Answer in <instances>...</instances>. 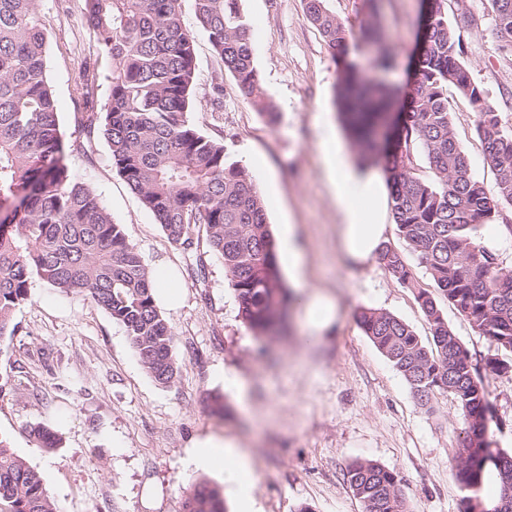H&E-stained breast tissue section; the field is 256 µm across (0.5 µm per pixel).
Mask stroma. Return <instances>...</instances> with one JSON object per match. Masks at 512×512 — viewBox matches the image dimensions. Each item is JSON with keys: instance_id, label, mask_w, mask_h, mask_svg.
Instances as JSON below:
<instances>
[{"instance_id": "stroma-1", "label": "stroma", "mask_w": 512, "mask_h": 512, "mask_svg": "<svg viewBox=\"0 0 512 512\" xmlns=\"http://www.w3.org/2000/svg\"><path fill=\"white\" fill-rule=\"evenodd\" d=\"M350 33L346 59L370 74L376 53L364 41L367 0H327ZM251 34L259 85L277 118L268 122L224 69L184 0L186 27L196 34L197 80L186 117L202 134L221 139L228 162L245 168L263 199L273 236L294 225L305 246L309 287L337 298L341 317L314 344L302 343L303 310L292 306L286 330L274 340L243 323L222 258L207 254L206 277L194 279L193 255L173 244L112 165L104 139L87 141L84 105L76 88L97 70L98 105L109 94L110 60L97 58L85 0H39L47 17V70L56 96L67 163L122 224L150 269L172 271L179 290L159 308L174 334L178 373L161 385L141 365L124 328L90 296L62 293L37 281L31 299L12 318L14 335L0 337V439L36 470L59 512H183L192 485L221 475L185 469L199 440L236 439L254 471L255 512H363L344 478L354 460L397 473L409 512H460L464 491L454 454L466 423L454 397L435 394L430 407L370 342L355 313L383 310L408 323L422 340L430 326L416 289L434 284L396 227L385 242L399 250L414 276L400 284L378 262L343 261L336 226L341 216L320 153L324 130L335 128L348 157L356 152L343 122L337 90L340 64L303 0H240ZM445 8L460 28L461 60L512 131V55L498 48L489 0H468L473 17L460 26L455 0ZM418 0H384L387 44L394 58L387 85L410 79L417 50ZM223 86L213 110L212 86ZM448 110L472 172L487 190L495 175L484 158L468 99L449 89ZM454 336L483 375L491 413L486 437L512 449V371L488 373L498 351L455 309L443 307ZM232 415L212 414L213 397ZM48 426L60 439L42 447L32 429Z\"/></svg>"}]
</instances>
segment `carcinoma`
Here are the masks:
<instances>
[{
    "label": "carcinoma",
    "mask_w": 512,
    "mask_h": 512,
    "mask_svg": "<svg viewBox=\"0 0 512 512\" xmlns=\"http://www.w3.org/2000/svg\"><path fill=\"white\" fill-rule=\"evenodd\" d=\"M97 56L112 60L110 94L95 108L96 75L78 96L90 111L81 125L107 143L118 175L152 212L172 243L196 253L195 277L206 260L192 225L204 229L210 251L239 301L243 321L258 336H272L288 316L290 294L274 254L262 197L252 177L226 161L224 144L190 124L186 112L196 84L195 36L183 22L184 0H86ZM239 0H194L201 29L215 54L251 103L270 120ZM494 31L512 53V0H490ZM445 0H420L421 49L407 100L391 134L379 130L391 111L384 82L345 71L338 98L360 161L386 160L391 209L399 235L419 254L435 288L497 349L512 354V271L475 241L482 224H494L512 207V133L486 105L483 91L460 60V36L448 25ZM306 14L329 47L343 52L349 33L326 7L304 0ZM365 40L382 49L373 67L389 68L387 32L379 0H371ZM47 19L37 0H0V204L18 201L0 219V337L16 308L41 280L64 293H86L126 331L147 373L169 385L177 376L174 335L151 287L152 275L123 226L98 194L69 168L56 98L46 74ZM469 100L475 130L495 175L488 191L471 171L448 111V86ZM433 177L416 173L415 153ZM380 265L408 288L414 277L388 245ZM432 336L424 345L412 327L375 309H360L364 334L403 375L426 406L437 393L454 396L468 428L455 453V477L477 491L485 476L498 477L500 512H512V451L492 450L484 439L487 391L473 374L467 350L448 329L435 296L416 292ZM345 478L364 512H407L397 475L355 460ZM0 512H58L40 475L0 440ZM185 512H225L217 487L195 483Z\"/></svg>",
    "instance_id": "1"
}]
</instances>
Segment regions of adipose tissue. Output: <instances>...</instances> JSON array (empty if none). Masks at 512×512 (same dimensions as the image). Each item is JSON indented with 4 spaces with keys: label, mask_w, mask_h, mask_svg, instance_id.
Segmentation results:
<instances>
[{
    "label": "adipose tissue",
    "mask_w": 512,
    "mask_h": 512,
    "mask_svg": "<svg viewBox=\"0 0 512 512\" xmlns=\"http://www.w3.org/2000/svg\"><path fill=\"white\" fill-rule=\"evenodd\" d=\"M329 180L336 195L342 222L337 227L339 249L354 263L370 260L385 240L386 199L381 193V173L359 170L346 160L340 139L334 131L322 136ZM279 251L288 259V277L294 288L305 290L302 330L305 338H317L338 316V308L328 294L311 291L303 274V247L294 230H287L279 241ZM193 470L222 469L224 492L233 499L240 512L250 508L249 493L253 484L246 452L234 441L208 439L196 442L186 460Z\"/></svg>",
    "instance_id": "1"
}]
</instances>
